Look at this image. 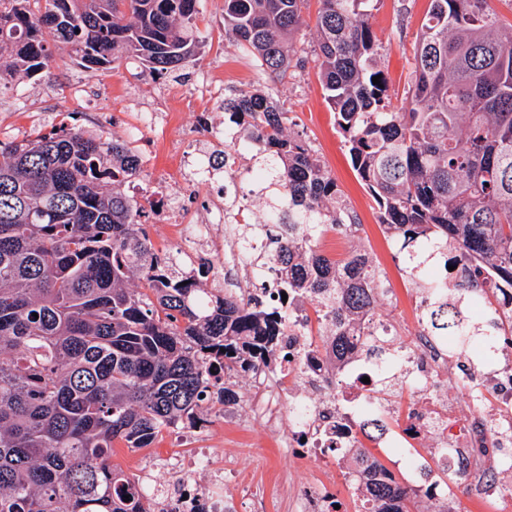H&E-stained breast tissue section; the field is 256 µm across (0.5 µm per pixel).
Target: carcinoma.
<instances>
[{"instance_id": "carcinoma-1", "label": "carcinoma", "mask_w": 512, "mask_h": 512, "mask_svg": "<svg viewBox=\"0 0 512 512\" xmlns=\"http://www.w3.org/2000/svg\"><path fill=\"white\" fill-rule=\"evenodd\" d=\"M307 0H224V23L271 76L284 75ZM374 0H320L314 62L354 169L383 224L402 240L424 296L422 323L448 353L490 360L504 331L499 310L470 302L512 289V24L493 0H431L409 106H392L370 18ZM199 0H0L1 74L47 68L64 43L87 71L129 57L163 75L201 42ZM380 76L375 84L372 77ZM239 142L256 141L269 172L278 232L241 236L253 271L280 267L279 287L316 303L336 328L335 368L361 346L393 354L371 321L384 294L358 249L333 260L315 231L352 236L357 224L315 150L287 131L261 92L224 108ZM141 171L127 142L59 126L0 142V512H153L148 493L112 464L114 448H149L177 423L194 426L209 361L224 377L276 358L285 317L251 296L220 294L160 257L124 190ZM112 176L106 187L102 176ZM471 262L463 282L433 281L448 251ZM141 287L132 288V279ZM353 474L364 512H418L412 490L359 453Z\"/></svg>"}]
</instances>
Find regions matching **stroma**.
<instances>
[{
    "mask_svg": "<svg viewBox=\"0 0 512 512\" xmlns=\"http://www.w3.org/2000/svg\"><path fill=\"white\" fill-rule=\"evenodd\" d=\"M431 0H377L371 24L379 40V65L393 106L407 102L417 37ZM318 0H308L305 23L296 37L298 56L304 66L290 68L285 76L270 77L254 54L238 45L224 24V0H200L199 30L206 46L184 68L167 76L151 73L139 60L130 58L112 70L90 75L76 64L66 45H57L49 71L32 77L18 76L0 85V141L19 142L51 130L62 112L74 105L63 90L74 82L87 84L95 105L92 112L77 116L80 129L105 139H126L127 128L141 112L171 111L163 130L154 134L152 160L138 181L148 189L180 183L182 177L173 150L181 143L196 144L201 135L187 112L193 106L201 77L220 83L222 92L208 109L223 118L225 103L242 95L263 91L287 126L302 134L318 153L341 191L361 229L354 238L337 236L327 256L361 248L370 254L382 273L387 294L379 312L393 324L397 336L414 335L418 328L411 314L415 284L404 273L398 258L399 244L388 233L373 196L354 171L348 148L336 124V113L326 102L318 70L311 59L315 39ZM239 401L225 408L222 421L213 423L209 438L224 443V500L228 512H294L310 487L326 484L341 512H362V504L350 485L354 465L351 452L338 453L326 463L289 459L279 446V435L252 420L245 408L253 389L244 375L228 380ZM195 440L175 433L161 434L152 448H116L115 464L134 472L138 459L177 453L194 447Z\"/></svg>",
    "mask_w": 512,
    "mask_h": 512,
    "instance_id": "obj_1",
    "label": "stroma"
}]
</instances>
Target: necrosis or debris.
<instances>
[{
	"label": "necrosis or debris",
	"mask_w": 512,
	"mask_h": 512,
	"mask_svg": "<svg viewBox=\"0 0 512 512\" xmlns=\"http://www.w3.org/2000/svg\"><path fill=\"white\" fill-rule=\"evenodd\" d=\"M240 157L235 149L220 155L193 150L191 184L200 189L204 207L192 212L174 206L166 196L155 197L157 221L169 229L168 237L160 241L162 248L186 256L202 240L210 253L226 260L224 225L231 220L252 223L244 185L265 179V171L259 167L242 173ZM279 277L277 271H265L253 291L263 305L291 316L277 361L252 371L264 389L253 409L269 426L286 423L282 439L286 454L327 460L337 450L358 444L360 420L395 414L408 404L414 414L406 418L402 433L390 440V447L407 442L433 455L448 449L449 466L470 469L477 497L495 495L497 488L486 476L512 460V335L500 338L496 362L469 358L461 372L450 365L443 338L418 331L399 348L397 388L386 402L370 384L380 365L365 355H355L344 363V381L336 383L322 349L329 324L318 317L313 304L297 309L284 301L275 286ZM139 478L153 500L154 512H224L221 448L146 457Z\"/></svg>",
	"instance_id": "1"
}]
</instances>
